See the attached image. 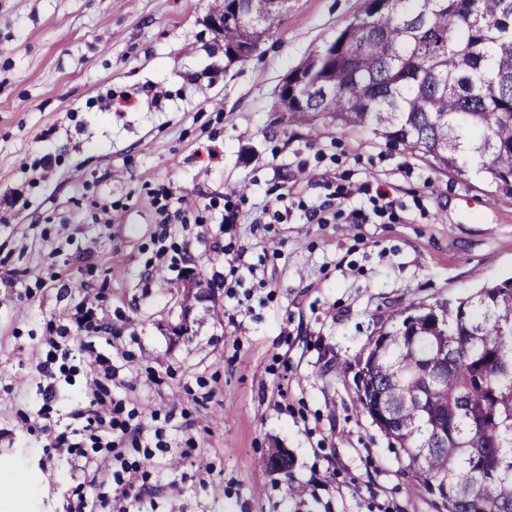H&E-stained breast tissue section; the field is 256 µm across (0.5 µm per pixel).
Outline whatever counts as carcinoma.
I'll list each match as a JSON object with an SVG mask.
<instances>
[{"label": "carcinoma", "instance_id": "cac0c4a2", "mask_svg": "<svg viewBox=\"0 0 512 512\" xmlns=\"http://www.w3.org/2000/svg\"><path fill=\"white\" fill-rule=\"evenodd\" d=\"M278 16L288 0H247ZM281 101L292 122L328 118L463 173L512 199V0H365ZM226 65L266 34L224 18ZM368 340L355 366L392 418L387 437L445 512H512V277L414 307Z\"/></svg>", "mask_w": 512, "mask_h": 512}]
</instances>
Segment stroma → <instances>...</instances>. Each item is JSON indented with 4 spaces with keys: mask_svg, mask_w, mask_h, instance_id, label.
<instances>
[{
    "mask_svg": "<svg viewBox=\"0 0 512 512\" xmlns=\"http://www.w3.org/2000/svg\"><path fill=\"white\" fill-rule=\"evenodd\" d=\"M219 2L0 0V459L28 469L31 512H70L75 460L51 443L87 440L72 413L100 358L109 399L161 433L133 512H445L357 407L354 360L405 308L512 276V201L289 123L279 87L364 0H288L231 66ZM360 183L348 206L387 195L376 223L306 222ZM191 268L218 290L178 338ZM368 186L365 184H361L358 187H355V189H352L350 191H342V192H336V195L330 194L329 197H327L322 204L319 206V208L311 209L305 213V218L308 221V223H312L316 221L317 223L324 222L322 213L326 209H332V208H339L342 206L349 197H352L355 194H365L367 193Z\"/></svg>",
    "mask_w": 512,
    "mask_h": 512,
    "instance_id": "1",
    "label": "stroma"
}]
</instances>
